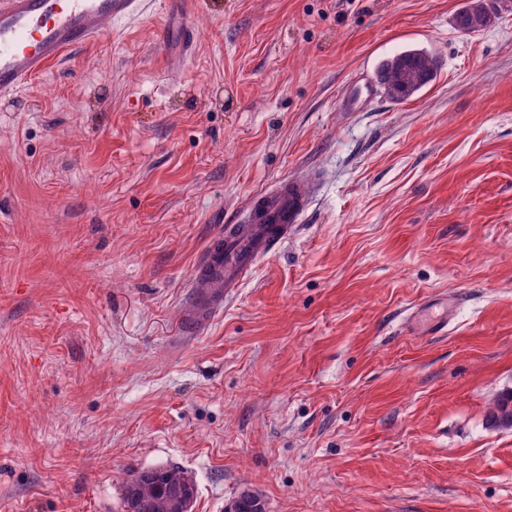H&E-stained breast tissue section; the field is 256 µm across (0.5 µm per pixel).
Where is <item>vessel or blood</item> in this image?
<instances>
[{"mask_svg":"<svg viewBox=\"0 0 512 512\" xmlns=\"http://www.w3.org/2000/svg\"><path fill=\"white\" fill-rule=\"evenodd\" d=\"M137 7L138 0H0V95L15 93L66 52L99 38L106 22ZM310 202L311 189L300 180L261 192L241 223L227 225L212 241L194 274L201 289L187 317L229 302L254 265L287 242Z\"/></svg>","mask_w":512,"mask_h":512,"instance_id":"obj_1","label":"vessel or blood"}]
</instances>
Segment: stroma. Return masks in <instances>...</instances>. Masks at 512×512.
<instances>
[{
    "label": "stroma",
    "instance_id": "stroma-1",
    "mask_svg": "<svg viewBox=\"0 0 512 512\" xmlns=\"http://www.w3.org/2000/svg\"><path fill=\"white\" fill-rule=\"evenodd\" d=\"M144 0L0 97V512H117L173 462L193 512H512V12L465 0ZM407 48L414 97L367 90ZM349 91L354 111L340 96ZM313 197L203 325L191 276L248 200ZM453 309L440 336L406 310ZM511 10V0H469L457 13L456 26L463 32H479L491 25L499 14ZM438 61L430 52L407 49L383 59L374 75L392 100H406L430 84L437 75ZM488 425L493 429L512 428V392L502 394L488 414Z\"/></svg>",
    "mask_w": 512,
    "mask_h": 512
}]
</instances>
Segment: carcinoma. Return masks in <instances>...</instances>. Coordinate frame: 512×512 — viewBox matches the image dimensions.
Listing matches in <instances>:
<instances>
[{
    "label": "carcinoma",
    "instance_id": "cac0c4a2",
    "mask_svg": "<svg viewBox=\"0 0 512 512\" xmlns=\"http://www.w3.org/2000/svg\"><path fill=\"white\" fill-rule=\"evenodd\" d=\"M512 10V0H468L456 15V26L475 33L491 25L504 11ZM438 61L430 52L407 49L383 59L374 75L377 84L392 100H406L430 84L437 75ZM493 429L512 428V392L502 394L488 414ZM188 491L197 498L193 477L183 467L166 463L151 467H130L122 481L119 512H175L174 493ZM234 512H265L261 497L242 492L231 505Z\"/></svg>",
    "mask_w": 512,
    "mask_h": 512
}]
</instances>
